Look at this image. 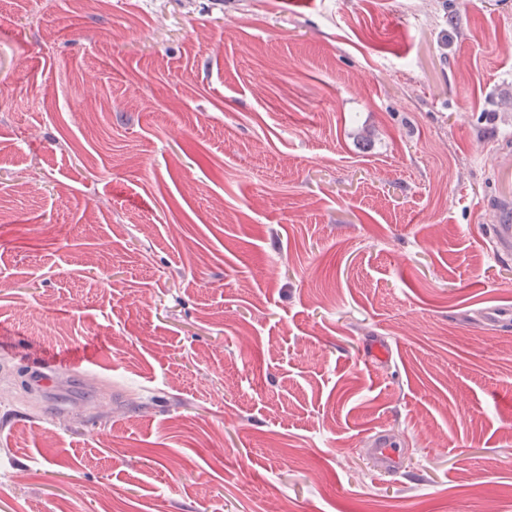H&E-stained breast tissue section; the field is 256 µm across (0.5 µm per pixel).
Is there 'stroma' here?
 Here are the masks:
<instances>
[{"instance_id": "35a3bbf8", "label": "stroma", "mask_w": 512, "mask_h": 512, "mask_svg": "<svg viewBox=\"0 0 512 512\" xmlns=\"http://www.w3.org/2000/svg\"><path fill=\"white\" fill-rule=\"evenodd\" d=\"M496 224L512 0H0V512H512ZM370 452L380 472L396 474L404 449L400 442L387 431H378L371 442Z\"/></svg>"}]
</instances>
